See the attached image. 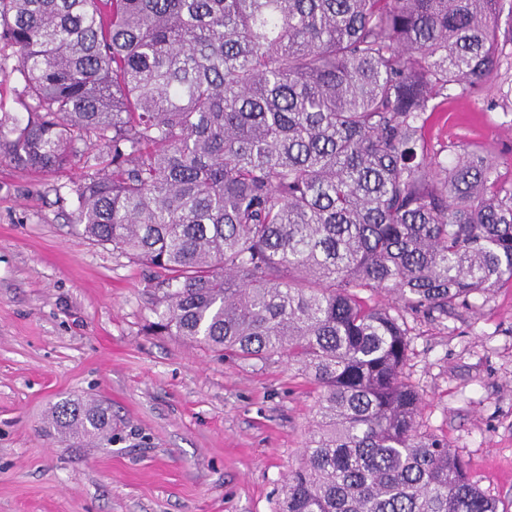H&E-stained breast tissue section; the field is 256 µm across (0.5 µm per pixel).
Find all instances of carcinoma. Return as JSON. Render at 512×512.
Wrapping results in <instances>:
<instances>
[{
	"mask_svg": "<svg viewBox=\"0 0 512 512\" xmlns=\"http://www.w3.org/2000/svg\"><path fill=\"white\" fill-rule=\"evenodd\" d=\"M509 45L512 0H0L26 113L0 117V154L84 160L77 221L164 273L156 331L286 354L315 386L276 512H499L418 432L404 319L512 282V177L426 136L435 100L499 75ZM49 424L112 442L95 399Z\"/></svg>",
	"mask_w": 512,
	"mask_h": 512,
	"instance_id": "obj_1",
	"label": "carcinoma"
}]
</instances>
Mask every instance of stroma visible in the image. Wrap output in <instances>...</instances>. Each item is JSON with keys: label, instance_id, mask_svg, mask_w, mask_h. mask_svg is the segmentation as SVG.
I'll list each match as a JSON object with an SVG mask.
<instances>
[{"label": "stroma", "instance_id": "obj_1", "mask_svg": "<svg viewBox=\"0 0 512 512\" xmlns=\"http://www.w3.org/2000/svg\"><path fill=\"white\" fill-rule=\"evenodd\" d=\"M511 84L506 65L442 102L428 125L442 159L466 147L512 159ZM84 172L78 159L30 175L0 156V512H276L314 425V386L279 355L237 361L148 332L155 273L84 234ZM407 327L420 431L512 512V283ZM76 397L111 406V444L47 432L53 404Z\"/></svg>", "mask_w": 512, "mask_h": 512}]
</instances>
